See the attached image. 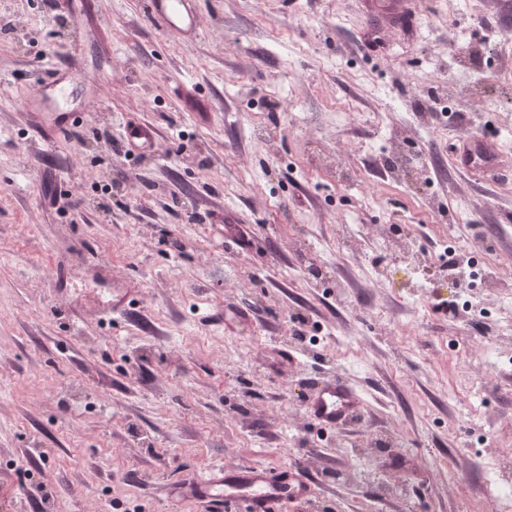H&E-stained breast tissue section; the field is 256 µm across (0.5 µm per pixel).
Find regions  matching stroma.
<instances>
[{
    "instance_id": "obj_1",
    "label": "stroma",
    "mask_w": 512,
    "mask_h": 512,
    "mask_svg": "<svg viewBox=\"0 0 512 512\" xmlns=\"http://www.w3.org/2000/svg\"><path fill=\"white\" fill-rule=\"evenodd\" d=\"M89 2L0 0V512H197L167 484L300 462L312 493L288 512H490L482 463L512 449V346L483 315L497 291L449 286L439 268L462 259L431 245L423 315L370 264L385 225L449 224L461 203L457 235L512 275V179L449 156L483 137L512 169V0H416L414 38L368 0H201L190 43L144 0ZM456 26L475 35L461 54ZM57 62L97 98L66 135L23 106ZM384 110L426 172L375 175L391 139L366 115ZM129 120L156 128L155 153L114 149ZM99 263L139 286L130 317L72 314L54 287ZM463 295L468 311H438ZM334 375L364 410L328 429L301 393ZM455 384L487 393L479 429Z\"/></svg>"
}]
</instances>
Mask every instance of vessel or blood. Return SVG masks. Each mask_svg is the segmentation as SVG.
<instances>
[{
    "label": "vessel or blood",
    "mask_w": 512,
    "mask_h": 512,
    "mask_svg": "<svg viewBox=\"0 0 512 512\" xmlns=\"http://www.w3.org/2000/svg\"><path fill=\"white\" fill-rule=\"evenodd\" d=\"M146 11L157 28L182 38L198 28V0H146ZM74 94L62 63L48 67L36 82L33 95L57 133L66 134L81 125L78 113L70 107ZM123 137L145 153L157 148V132L149 124L125 126ZM471 146V157L464 163V170L488 169L497 154L496 148L481 138L472 140ZM81 279L95 284L92 306L104 318L126 314L136 293L129 282L100 266L88 268ZM305 410L311 419L328 427L361 418L363 413L360 396L338 376L312 384L305 398ZM308 490L300 468L295 465L275 472L259 465L215 467L201 477L175 480L169 485L172 502H199L207 512H223L228 505L237 506L240 512H285L289 502L306 496Z\"/></svg>",
    "instance_id": "b4317fda"
}]
</instances>
